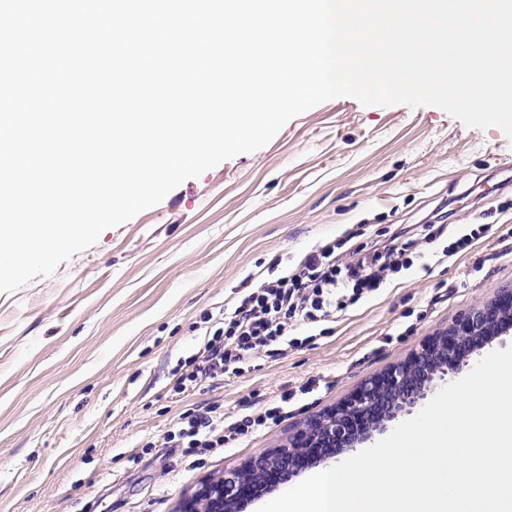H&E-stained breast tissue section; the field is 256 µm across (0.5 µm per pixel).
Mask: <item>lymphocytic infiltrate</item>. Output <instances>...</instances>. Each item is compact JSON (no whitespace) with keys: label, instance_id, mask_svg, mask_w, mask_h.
I'll use <instances>...</instances> for the list:
<instances>
[{"label":"lymphocytic infiltrate","instance_id":"1","mask_svg":"<svg viewBox=\"0 0 512 512\" xmlns=\"http://www.w3.org/2000/svg\"><path fill=\"white\" fill-rule=\"evenodd\" d=\"M339 245L335 239L308 252L294 272L263 278L231 309L208 317L197 351L174 373L173 391L186 393L203 381L223 377L231 365L245 364L260 351L288 345L293 321L327 320L335 310L376 291L389 275L410 268L414 247L396 233L375 245L368 256L340 267L336 264ZM295 395V390L284 389L279 404L246 415L227 416L204 407L183 416L166 440L181 449L190 466H197L205 456L283 417Z\"/></svg>","mask_w":512,"mask_h":512}]
</instances>
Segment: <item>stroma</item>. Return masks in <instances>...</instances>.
Wrapping results in <instances>:
<instances>
[{
    "instance_id": "stroma-1",
    "label": "stroma",
    "mask_w": 512,
    "mask_h": 512,
    "mask_svg": "<svg viewBox=\"0 0 512 512\" xmlns=\"http://www.w3.org/2000/svg\"><path fill=\"white\" fill-rule=\"evenodd\" d=\"M512 139L442 109L350 96L291 119L264 147L184 181L104 230L48 277L0 293V512H183L204 483L286 443L308 415L404 361L461 312L512 284ZM441 224L413 266L333 319L295 322L282 354L177 395L204 316L340 239L347 262L397 224ZM487 230L441 253L463 225ZM289 414L186 467L164 437L199 406L225 415L308 380Z\"/></svg>"
}]
</instances>
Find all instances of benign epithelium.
Segmentation results:
<instances>
[{
  "label": "benign epithelium",
  "instance_id": "obj_1",
  "mask_svg": "<svg viewBox=\"0 0 512 512\" xmlns=\"http://www.w3.org/2000/svg\"><path fill=\"white\" fill-rule=\"evenodd\" d=\"M512 331V287L500 289L492 300L483 301L462 313L455 324L432 337L403 363L390 365L381 375L362 382L351 398L323 413L304 418L288 445L274 452L260 451L241 467L230 468L216 482L205 485L187 502V512H198L196 502L211 501L210 512H243L246 499L237 494L242 476H258L292 460L311 442H332L351 450L364 443L370 431L353 433L347 428L350 415L371 414L381 404H389L376 419V428L385 429L423 404L433 382L443 381L468 366V357L482 349L491 336Z\"/></svg>",
  "mask_w": 512,
  "mask_h": 512
}]
</instances>
